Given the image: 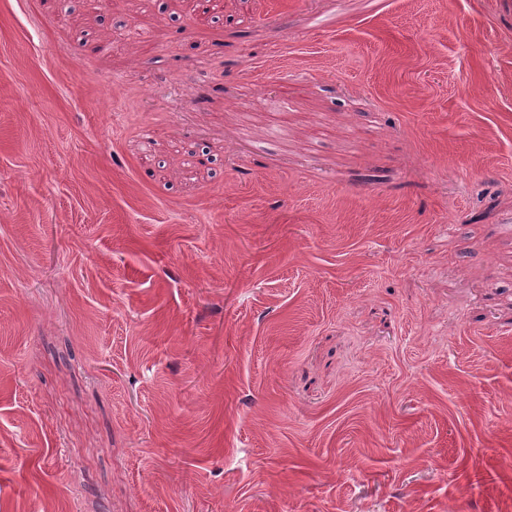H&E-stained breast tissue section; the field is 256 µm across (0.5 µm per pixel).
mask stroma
Masks as SVG:
<instances>
[{
    "mask_svg": "<svg viewBox=\"0 0 512 512\" xmlns=\"http://www.w3.org/2000/svg\"><path fill=\"white\" fill-rule=\"evenodd\" d=\"M0 512H512V0H0Z\"/></svg>",
    "mask_w": 512,
    "mask_h": 512,
    "instance_id": "1",
    "label": "stroma"
}]
</instances>
